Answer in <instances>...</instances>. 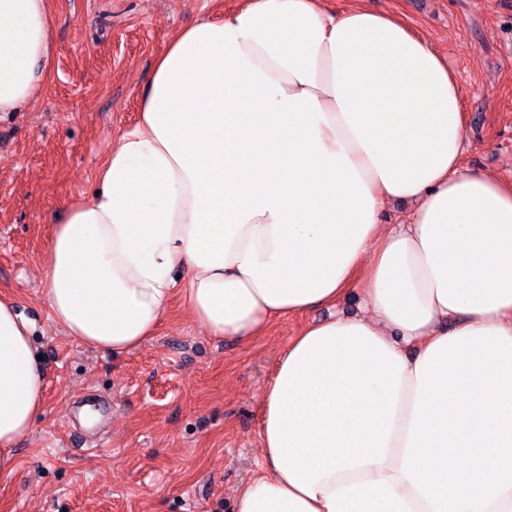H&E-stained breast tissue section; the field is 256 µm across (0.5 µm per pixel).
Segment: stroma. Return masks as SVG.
<instances>
[{"label":"stroma","instance_id":"35a3bbf8","mask_svg":"<svg viewBox=\"0 0 512 512\" xmlns=\"http://www.w3.org/2000/svg\"><path fill=\"white\" fill-rule=\"evenodd\" d=\"M401 18L455 71L467 164L512 179V0H325ZM238 0H49L53 57L35 97L0 112V293L32 326L46 389L35 429L0 477V512H231L257 471L260 405L278 353L305 325L363 310L360 292L278 320L241 344L203 335L173 306L154 337L117 355L53 323L40 288L44 246L89 199L113 137L135 124L170 35L219 21ZM103 400L84 426L80 404ZM84 426L91 455L68 436Z\"/></svg>","mask_w":512,"mask_h":512}]
</instances>
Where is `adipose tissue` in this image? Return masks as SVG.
<instances>
[{"label": "adipose tissue", "mask_w": 512, "mask_h": 512, "mask_svg": "<svg viewBox=\"0 0 512 512\" xmlns=\"http://www.w3.org/2000/svg\"><path fill=\"white\" fill-rule=\"evenodd\" d=\"M51 62L47 0H0V112ZM461 92L402 20L321 0H242L175 34L89 201L44 250L55 325L113 353L173 301L217 339L360 288L367 313L306 325L260 407L233 512H433L401 472L416 367L449 332L512 336V180L467 165ZM413 209L384 224L387 203ZM45 377L0 296V476Z\"/></svg>", "instance_id": "adipose-tissue-1"}]
</instances>
